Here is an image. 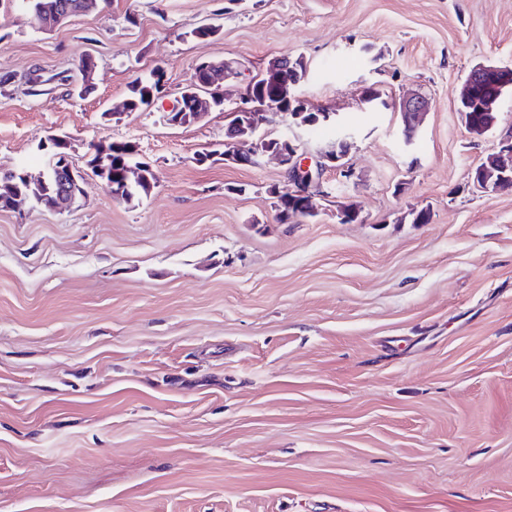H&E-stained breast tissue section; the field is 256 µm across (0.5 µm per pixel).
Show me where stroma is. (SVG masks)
Wrapping results in <instances>:
<instances>
[{
    "mask_svg": "<svg viewBox=\"0 0 512 512\" xmlns=\"http://www.w3.org/2000/svg\"><path fill=\"white\" fill-rule=\"evenodd\" d=\"M280 56L353 134L299 224L273 219L275 162H194L222 109L163 119L196 64L240 63L236 94ZM480 63L512 65V0H112L49 34L0 0V168L61 136L76 166L124 140L158 175L133 204L91 179L66 212L0 211V512H512V192L470 179L512 95L470 134ZM157 66L169 94L106 119ZM371 82L427 98L414 145Z\"/></svg>",
    "mask_w": 512,
    "mask_h": 512,
    "instance_id": "35a3bbf8",
    "label": "stroma"
}]
</instances>
